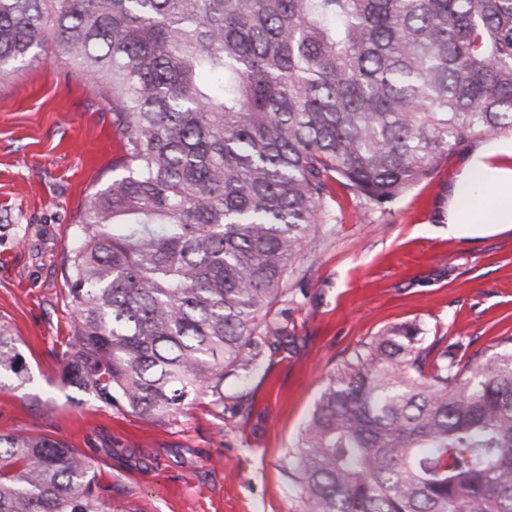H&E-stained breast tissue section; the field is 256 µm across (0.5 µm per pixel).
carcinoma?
Returning <instances> with one entry per match:
<instances>
[{"label":"carcinoma","instance_id":"cac0c4a2","mask_svg":"<svg viewBox=\"0 0 512 512\" xmlns=\"http://www.w3.org/2000/svg\"><path fill=\"white\" fill-rule=\"evenodd\" d=\"M60 51L123 154L75 221L62 380L166 420L258 367L331 184L390 202L512 126V0H0V80ZM356 345L288 452L308 512H512V336ZM30 381L0 321V390ZM67 443L0 434V512H112Z\"/></svg>","mask_w":512,"mask_h":512}]
</instances>
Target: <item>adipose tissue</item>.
<instances>
[{
    "label": "adipose tissue",
    "mask_w": 512,
    "mask_h": 512,
    "mask_svg": "<svg viewBox=\"0 0 512 512\" xmlns=\"http://www.w3.org/2000/svg\"><path fill=\"white\" fill-rule=\"evenodd\" d=\"M447 224L452 237L484 225L512 229V136L470 154L448 188Z\"/></svg>",
    "instance_id": "ef3b65f1"
}]
</instances>
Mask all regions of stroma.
Here are the masks:
<instances>
[{"mask_svg":"<svg viewBox=\"0 0 512 512\" xmlns=\"http://www.w3.org/2000/svg\"><path fill=\"white\" fill-rule=\"evenodd\" d=\"M96 78L61 57L23 63L0 83V319L33 380L0 391V433L23 429L85 454L126 512H307L289 475L326 376L358 343L416 324L471 351L512 335V230L452 238L448 186L482 138L382 206L334 186L323 236L306 244L271 316L296 345L261 343L246 382L224 380L166 421L103 407L61 381L71 307L64 270L73 221L118 154Z\"/></svg>","mask_w":512,"mask_h":512,"instance_id":"stroma-1","label":"stroma"}]
</instances>
